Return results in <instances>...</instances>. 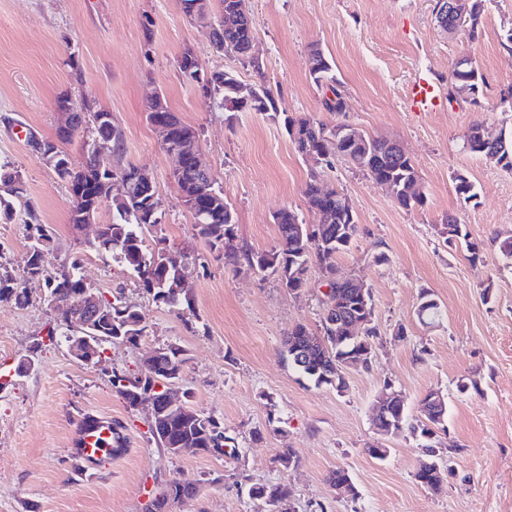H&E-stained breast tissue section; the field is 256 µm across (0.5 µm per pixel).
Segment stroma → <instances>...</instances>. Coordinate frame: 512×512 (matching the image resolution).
Segmentation results:
<instances>
[{
    "label": "stroma",
    "instance_id": "1",
    "mask_svg": "<svg viewBox=\"0 0 512 512\" xmlns=\"http://www.w3.org/2000/svg\"><path fill=\"white\" fill-rule=\"evenodd\" d=\"M436 0H248L255 53L253 70L236 56L214 53L208 29L191 21L182 0H0V164L20 171L25 193L17 219L0 224V254L22 275L28 250L23 222L35 214L56 233L44 264L54 270L81 259V273L104 296L122 294L149 327L137 344H106L90 366L50 343L53 315L41 304L42 283L23 281L34 302L0 303V512H145L166 484L196 486L195 496L168 512H270L249 497L255 483L287 482L294 512H512V268L499 250L512 236V169L466 149L470 129L483 124L512 134V0H487L480 31L447 34L435 20ZM334 64L345 109L322 107L325 91L309 74L311 48ZM192 49L209 70H230L245 86L271 88L279 119L228 112L184 82L175 67ZM470 58L485 84L477 103L441 100L427 112L405 106L410 83L423 77L447 92L455 63ZM163 93L169 107L199 134L202 162L224 190L235 216L236 259L210 254L196 238L192 215L171 178L172 159L146 119V98ZM111 112L124 150L112 164L149 173L163 202L162 228L149 248L191 247L189 291L196 318L180 315L139 287L136 276L108 254L91 250L94 227L72 234L71 197L53 170L32 152L26 134L55 138V100ZM327 125L348 123L372 136L399 139L420 175L425 202L406 210L342 160L312 168L295 150L284 116ZM338 189L354 212L358 232L336 259L339 275L371 288L373 353L366 367L348 369L344 390L314 385L281 356L296 325L322 331L324 277L310 261L301 292L276 275L249 267L244 253L274 247V214L289 209L315 225L303 190L310 171ZM462 173L478 196L463 201L454 176ZM459 220L478 254L449 242L446 216ZM385 262H377V255ZM442 314L420 320L421 290ZM185 352L177 389L190 406L224 424L237 457L171 455L151 438L145 410L115 393L113 371L134 372L169 344ZM476 390L460 392V383ZM400 391L410 415L429 390L444 395L448 415L436 431L451 448L440 463L453 473L441 492L422 487L415 473L425 455L420 440L402 431L378 437L372 409L384 384ZM119 421L127 452L75 471L70 451L82 414ZM389 448L371 458L367 444ZM297 463L282 469L279 449ZM345 468L355 495H337L329 473Z\"/></svg>",
    "mask_w": 512,
    "mask_h": 512
}]
</instances>
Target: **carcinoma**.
Instances as JSON below:
<instances>
[{"label":"carcinoma","mask_w":512,"mask_h":512,"mask_svg":"<svg viewBox=\"0 0 512 512\" xmlns=\"http://www.w3.org/2000/svg\"><path fill=\"white\" fill-rule=\"evenodd\" d=\"M221 14H234L238 21L228 27L218 24L212 33V43L224 46V53L236 56L242 63L252 62L248 52L254 30L247 8V0H219ZM486 0H463L465 17L463 26L469 28L471 36L478 35ZM309 73L318 86L329 85L333 98L324 101L326 110L330 112L345 111L341 91L335 87L337 79L333 67L321 49L314 47L309 52ZM177 71L181 76L195 75L202 72V81L196 84L200 93L205 97H221V105L228 112H261L276 118L278 109L271 89L264 85L251 88V99L245 100L240 93L241 83L237 75L226 70H199L198 59L189 48L185 49L176 59ZM483 77L473 65L458 64L450 75L448 92L461 88L471 89L481 87ZM166 121L173 127V138L167 149L178 144L179 134L189 129L173 110L163 113ZM311 124L314 130L308 131L307 138L296 140L293 145L297 152L304 155L310 151L324 152L325 156L340 157L354 168L362 171L372 181L379 185L391 180L396 185V201L404 209H412L424 203L425 195L412 160L402 154H393L386 148L385 140L377 136H365L362 143L348 138L336 136V128H327L324 124L312 118H284L286 130L295 126ZM81 135L85 138L99 141L101 152L107 156L118 155L123 151L122 133L117 126L95 124V114L84 112L79 117L74 132L70 137L50 145L55 154L67 158L61 144ZM467 149L479 155H498V161L512 168V139L500 131L491 134L486 126L471 128L467 140ZM109 162L99 164L92 156H86L85 163L79 172L72 173L68 169H55V173L65 184L81 183L83 195L96 205H101L99 188L100 172L107 170ZM455 189L458 195L469 200L476 197L475 185L467 176L458 173L454 176ZM0 184L8 187L9 196H0V224H11L15 220L16 209L14 200L23 196L25 189L19 171L7 164H0ZM179 187L186 195L193 196L198 202V209L193 214L194 224L199 237L204 239L210 251L217 257L224 256V237L234 233V211L224 199L223 190L217 186L216 179L211 183L200 186L184 175ZM304 196L309 207L321 216L324 228L321 233L309 232V229L298 214L289 209L278 211L273 221L278 228V243L273 248L263 252H248L246 260L249 265L260 272H271L277 277L288 274L289 268H294L301 274L306 273L309 259L316 257L326 276L336 273L337 256L348 250L358 231L356 216L350 212L342 195L335 189L327 187L316 173H311L306 181ZM112 205V221L102 225L101 241L90 244L98 252L108 253L112 259L131 270L138 278L140 287L152 299L170 308H176L182 315H194L192 296L180 288L172 287L173 280L188 273V256L173 253L165 248L149 249L146 245V234L158 229L163 222V204L157 187L137 185L132 195L110 199ZM29 248V260L24 270L25 276L44 282L46 296L43 303L51 307L63 303L77 294L81 287L80 258L72 257L60 268L50 271L39 262L38 253L41 249L53 247L56 241L55 231L47 224L24 221ZM448 240L461 238L466 240V247L471 253H476V245L468 241V235L462 232L461 224L452 215L448 216L445 225ZM355 289L346 282L339 286V295L333 315L346 316L353 311ZM0 303L11 304L17 308H25L32 304V298L26 289L17 284L13 269L7 263L0 261ZM367 325L365 333L360 338L348 337L336 340V332L329 325V318H324L323 335L327 337L328 346L314 347L310 356L299 359L295 354L294 344H303L311 337V333L302 325L295 326L284 340L283 359L291 360L293 368L314 381L316 385H331L336 390L345 388L343 363L350 356L367 350H373L370 337L376 335L371 326L374 317L372 295H367ZM418 315L440 316L439 304L430 298V294H420ZM108 329L103 336L111 343L135 344L147 333L148 325L138 307L114 298L108 311ZM61 333L65 339L76 335L77 325L61 320H54L49 329L48 338H55ZM184 351L176 344H169L160 349L157 361L145 363L144 369L137 372H112V387L125 404L130 408L142 405L148 386L155 383H174L181 378ZM436 391H428L420 400L419 416L410 418L407 405L395 403L388 399L376 401L373 408L372 422L377 433L381 436L396 434L403 429H409L413 436L422 440L421 448L428 460L416 472V480L425 488L438 492L442 489V478L435 471L434 428L444 424L448 413L445 402H436ZM124 426L119 422L112 423V456H117L127 449V437L123 434ZM152 439L157 447L192 448L194 452L207 453L224 457L228 454L227 443L231 438L225 435L224 424L212 416H205L197 411L176 410L163 414L150 429ZM197 493V488L180 483H172L161 491L153 501V510L163 512V509L184 497ZM291 488L284 482L272 484H256L250 487L249 495L263 499L272 507L271 512H282V507L291 498Z\"/></svg>","instance_id":"obj_1"}]
</instances>
